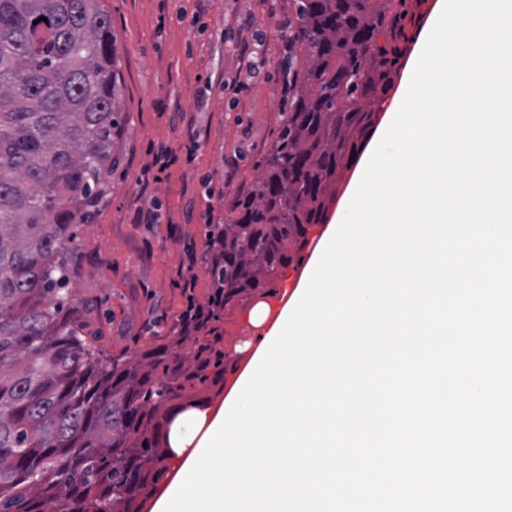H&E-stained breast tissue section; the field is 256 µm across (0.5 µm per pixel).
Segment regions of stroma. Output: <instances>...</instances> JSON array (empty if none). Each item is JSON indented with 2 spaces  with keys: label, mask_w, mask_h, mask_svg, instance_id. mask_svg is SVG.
Wrapping results in <instances>:
<instances>
[{
  "label": "stroma",
  "mask_w": 512,
  "mask_h": 512,
  "mask_svg": "<svg viewBox=\"0 0 512 512\" xmlns=\"http://www.w3.org/2000/svg\"><path fill=\"white\" fill-rule=\"evenodd\" d=\"M292 0H103L119 57L125 123L112 191L79 227L75 298L92 297L88 330L108 352L137 355L150 325L180 330L183 288L205 302L207 225L223 223L269 151L283 110L278 61L294 26ZM439 0H403L398 75ZM196 142L193 158L185 146ZM179 159L164 164V149ZM154 209L155 224L135 215Z\"/></svg>",
  "instance_id": "stroma-1"
}]
</instances>
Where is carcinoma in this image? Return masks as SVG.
Segmentation results:
<instances>
[{"label":"carcinoma","instance_id":"carcinoma-1","mask_svg":"<svg viewBox=\"0 0 512 512\" xmlns=\"http://www.w3.org/2000/svg\"><path fill=\"white\" fill-rule=\"evenodd\" d=\"M278 68L287 109L230 219L207 225L206 304L137 360L84 333L69 288L76 228L112 188L123 112L100 0H0V512H143L187 389L228 369L224 310L272 293L301 260L397 76L395 0H293ZM196 346L189 366L174 351Z\"/></svg>","mask_w":512,"mask_h":512}]
</instances>
